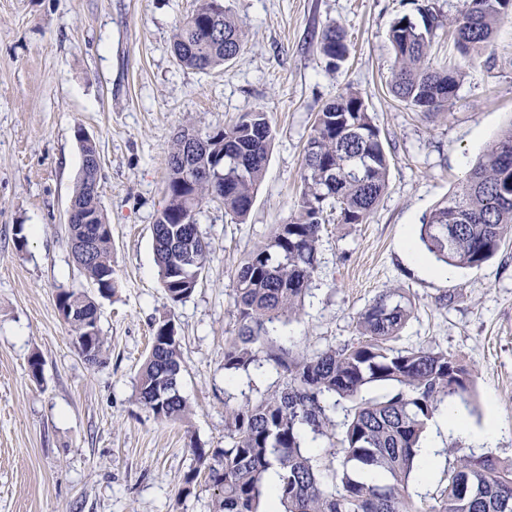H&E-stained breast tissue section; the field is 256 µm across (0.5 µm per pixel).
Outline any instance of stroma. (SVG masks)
I'll use <instances>...</instances> for the list:
<instances>
[{
    "mask_svg": "<svg viewBox=\"0 0 512 512\" xmlns=\"http://www.w3.org/2000/svg\"><path fill=\"white\" fill-rule=\"evenodd\" d=\"M228 4L243 47L201 72L172 51L180 20L199 0H0V512H208L206 481L181 491L191 445L223 447L225 404L279 380L271 371H224V342L237 331L233 276L271 226L295 212L315 114L349 89L381 131L388 187L367 223L324 224L311 288L278 338L310 350L356 341L358 313L388 289H405L415 308L396 347H435L467 364L473 379L468 401H445L430 421L423 442L438 460L411 484L413 497L428 500L448 448L512 458V241L481 267L444 276L405 245L512 125V21L499 26L492 55L465 69L448 111L427 118L387 88L395 65L388 31L415 0ZM330 26L350 47L336 70L319 51ZM256 111L267 113L275 138L250 214L235 224L221 204L205 207L210 260L193 295L170 305L151 233L164 204L167 149L186 123L205 131ZM78 127L97 145L112 228L116 288L97 301L103 351L95 364L56 308L60 289L91 288L66 224L82 167ZM169 312L189 413L161 421L139 403L136 378L152 324ZM34 357L42 362L37 380L29 375ZM453 412L466 432L444 427ZM490 427L494 440L481 441Z\"/></svg>",
    "mask_w": 512,
    "mask_h": 512,
    "instance_id": "obj_1",
    "label": "stroma"
}]
</instances>
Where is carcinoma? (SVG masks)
<instances>
[{"mask_svg":"<svg viewBox=\"0 0 512 512\" xmlns=\"http://www.w3.org/2000/svg\"><path fill=\"white\" fill-rule=\"evenodd\" d=\"M512 19V0H466L460 16L448 18L431 4L405 14L392 24L388 39L395 54L390 91L409 109L431 118L448 111L457 95L463 70L490 54L498 26ZM452 30L459 60L435 67L430 47ZM245 34L226 0H201L179 22L173 42L177 61L206 71L234 59ZM320 52L338 69L349 55L342 31L329 27ZM198 133L185 125L167 153L165 201L155 219L153 238L158 277L172 305L186 301L196 285L180 274L189 257L203 269L209 243L199 230L198 216L211 202L224 206L235 222L246 220L261 181L273 129L265 112H249L233 125L207 130L206 146L194 156L197 164L217 167L220 175L205 181L182 176L175 162L187 153L188 138ZM366 159L361 175L352 173L355 159ZM389 160L380 131L363 98L345 91L316 113L304 148L301 191L296 212L275 224L236 270L234 306L237 332L224 343V370L249 372L267 364L280 383L259 398L225 408L228 442L222 448L192 447L195 465L183 476L182 492L192 493L200 473L213 488L212 512H263L273 496L278 512H512V459L450 448L446 483L434 503L423 509L409 492L420 468L422 438L428 422L448 397L467 401L472 390L470 369L433 346L390 345L413 313L401 289L376 298L356 320L359 339L325 350H295L274 338L278 326L297 312L317 271V254L325 214L339 224H365L388 186ZM101 169H82L72 199L107 224L91 186ZM512 237V126L487 149L457 189L440 201L421 222L419 239L436 260L454 267H479ZM112 233L98 238L94 254L78 262L79 270L101 297L115 289L111 261ZM69 306L70 325L79 341L93 329L100 361V327L87 321L97 310L86 291L63 289L57 307ZM181 340L175 320L166 314L153 323L149 356L137 377L138 400L161 421L181 419L186 401L178 389ZM370 385H390L380 398H367ZM345 412L335 428L331 414ZM331 440L336 461L325 468L312 455V442ZM275 470L278 483L269 488ZM379 473L382 483L362 481L359 470ZM472 484L479 494L465 498Z\"/></svg>","mask_w":512,"mask_h":512,"instance_id":"carcinoma-1","label":"carcinoma"}]
</instances>
